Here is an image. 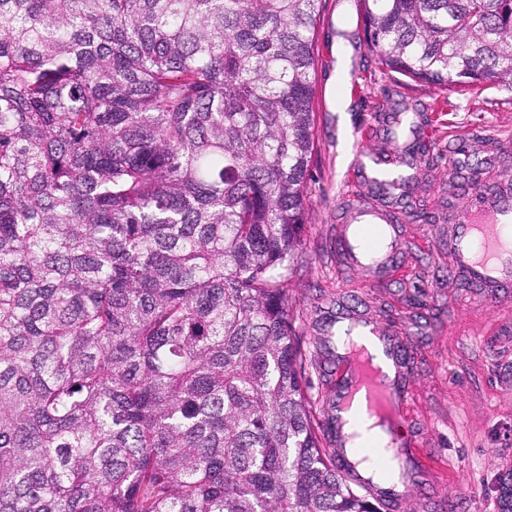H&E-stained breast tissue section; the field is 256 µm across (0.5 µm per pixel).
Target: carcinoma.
I'll return each instance as SVG.
<instances>
[{"label":"carcinoma","instance_id":"cac0c4a2","mask_svg":"<svg viewBox=\"0 0 512 512\" xmlns=\"http://www.w3.org/2000/svg\"><path fill=\"white\" fill-rule=\"evenodd\" d=\"M323 0H0V512H384L336 468L300 259ZM512 88V0H358Z\"/></svg>","mask_w":512,"mask_h":512}]
</instances>
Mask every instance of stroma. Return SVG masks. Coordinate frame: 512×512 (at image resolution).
Instances as JSON below:
<instances>
[{
    "mask_svg": "<svg viewBox=\"0 0 512 512\" xmlns=\"http://www.w3.org/2000/svg\"><path fill=\"white\" fill-rule=\"evenodd\" d=\"M343 46L350 67L340 77ZM333 91L348 99L347 111H334ZM397 102L406 130L396 136L378 116ZM314 110L302 255L287 278L293 327L317 363L308 375L316 416L330 412L338 384L336 360L318 338L336 319L377 327L409 357L403 413L418 471L399 512H501L502 481L512 476V287L467 285L451 270L453 232L475 192L452 187L449 151L465 146L483 184H500L512 163V90L415 83L386 71L367 50L357 0H326ZM418 141L427 153L413 164L411 192L425 215L397 224L389 273L337 256L360 209H395L375 192L370 158L394 160Z\"/></svg>",
    "mask_w": 512,
    "mask_h": 512,
    "instance_id": "stroma-1",
    "label": "stroma"
}]
</instances>
